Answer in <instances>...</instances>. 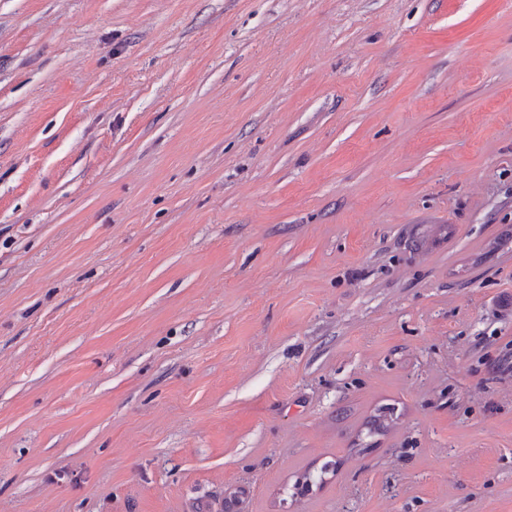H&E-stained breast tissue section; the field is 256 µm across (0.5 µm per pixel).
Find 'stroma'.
<instances>
[{
	"instance_id": "1",
	"label": "stroma",
	"mask_w": 512,
	"mask_h": 512,
	"mask_svg": "<svg viewBox=\"0 0 512 512\" xmlns=\"http://www.w3.org/2000/svg\"><path fill=\"white\" fill-rule=\"evenodd\" d=\"M0 512H512V0H0Z\"/></svg>"
}]
</instances>
